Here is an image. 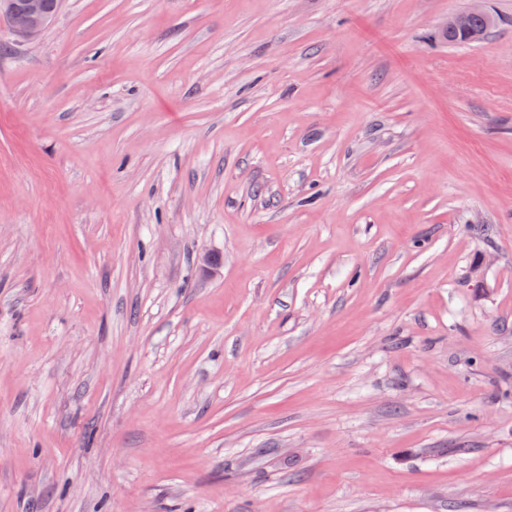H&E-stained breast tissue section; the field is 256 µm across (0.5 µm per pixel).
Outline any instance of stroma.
<instances>
[{
  "label": "stroma",
  "instance_id": "35a3bbf8",
  "mask_svg": "<svg viewBox=\"0 0 512 512\" xmlns=\"http://www.w3.org/2000/svg\"><path fill=\"white\" fill-rule=\"evenodd\" d=\"M0 17V512H512V0ZM475 18H482L486 19V21L489 23V15L483 11V10H473L469 11L464 14L457 15L455 17H452L450 20H448L447 28H448V41L449 42H466L469 40H466V37L464 34H467L469 37H474V32L470 28V23ZM484 25L482 20L475 19L472 22V26L476 29V31H479L480 34L489 26ZM462 32L458 33L457 35L452 32ZM479 34V35H480Z\"/></svg>",
  "mask_w": 512,
  "mask_h": 512
}]
</instances>
